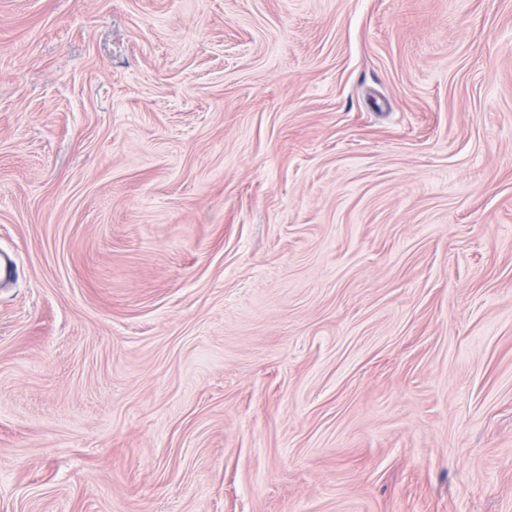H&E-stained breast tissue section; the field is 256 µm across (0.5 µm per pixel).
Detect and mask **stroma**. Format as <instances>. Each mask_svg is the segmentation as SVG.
<instances>
[{
    "label": "stroma",
    "mask_w": 512,
    "mask_h": 512,
    "mask_svg": "<svg viewBox=\"0 0 512 512\" xmlns=\"http://www.w3.org/2000/svg\"><path fill=\"white\" fill-rule=\"evenodd\" d=\"M0 512H512V0H0Z\"/></svg>",
    "instance_id": "1"
}]
</instances>
